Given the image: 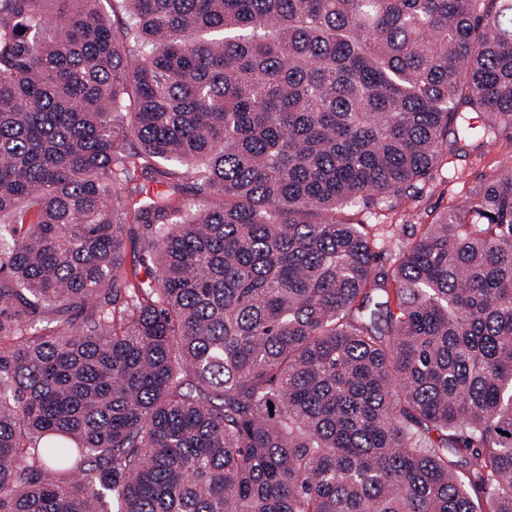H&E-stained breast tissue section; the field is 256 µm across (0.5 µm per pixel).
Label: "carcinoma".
<instances>
[{
	"mask_svg": "<svg viewBox=\"0 0 512 512\" xmlns=\"http://www.w3.org/2000/svg\"><path fill=\"white\" fill-rule=\"evenodd\" d=\"M100 2L0 0V512H512V167L343 217L512 130V0ZM474 145L467 148L465 156L452 159L459 173L458 178L439 172L420 185L423 190L417 198H405V203L394 211L385 212V216L356 207L349 210L345 218L354 224H379L376 227L380 235L376 251L391 262L398 253L400 241L408 239L412 233L414 237L418 236L422 231L421 224H429L438 215L454 207L471 191L483 185L497 169L512 167V131H500L497 141L491 145L485 144L479 148H474ZM401 224H405V235L401 231Z\"/></svg>",
	"mask_w": 512,
	"mask_h": 512,
	"instance_id": "1",
	"label": "carcinoma"
}]
</instances>
